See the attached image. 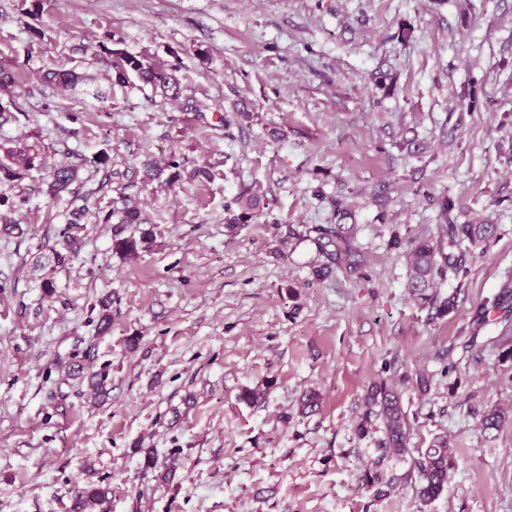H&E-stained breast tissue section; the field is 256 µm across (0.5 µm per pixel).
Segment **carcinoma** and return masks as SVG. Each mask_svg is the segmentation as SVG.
I'll list each match as a JSON object with an SVG mask.
<instances>
[{
  "label": "carcinoma",
  "mask_w": 512,
  "mask_h": 512,
  "mask_svg": "<svg viewBox=\"0 0 512 512\" xmlns=\"http://www.w3.org/2000/svg\"><path fill=\"white\" fill-rule=\"evenodd\" d=\"M101 49L116 56L112 67V80L124 83L129 73L134 72L146 84L158 87L171 97L178 98L182 88L174 72L179 64L151 63L120 50L106 46ZM46 84H58L73 93L83 92L92 77L74 70L48 71L40 77ZM45 164L44 156L32 147H6L0 144V175L17 180L26 172ZM79 166L65 165L51 168L49 194L56 196L78 180ZM238 213L229 218V223L247 224L252 219L257 201L243 195L235 199ZM437 239L417 236L409 242L406 257L409 263L408 289L413 300L422 308L434 312L435 317L443 318L455 305V297L443 296L439 285L445 280L457 277L464 271L470 257V248L497 236L495 224H456L448 218V207H443ZM316 241L325 250L332 262H338L352 253L351 242L356 233L354 224H322L313 228ZM148 234L140 239L123 237L115 233L112 238V251L124 257L134 258L139 250L149 245ZM492 308L509 316L512 311V287L504 286L492 304ZM380 421L384 438L381 447L384 452L403 457L410 453V429L398 390L384 383L372 386L367 395L366 413L357 426L356 432L362 436L367 431L370 418ZM509 421V415L499 408L486 410L480 418L481 432L486 435L499 432ZM413 469L419 475L416 496L422 503L437 499L448 486V473L453 465V451L445 436H437L426 449H418V456L412 459ZM107 496V489L90 484L73 499L69 512H89L92 506L101 503Z\"/></svg>",
  "instance_id": "1"
}]
</instances>
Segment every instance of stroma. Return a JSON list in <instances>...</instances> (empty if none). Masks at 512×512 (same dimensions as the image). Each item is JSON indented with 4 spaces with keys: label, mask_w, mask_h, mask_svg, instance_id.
<instances>
[{
    "label": "stroma",
    "mask_w": 512,
    "mask_h": 512,
    "mask_svg": "<svg viewBox=\"0 0 512 512\" xmlns=\"http://www.w3.org/2000/svg\"><path fill=\"white\" fill-rule=\"evenodd\" d=\"M102 44L179 63L182 96L134 74L110 85ZM0 66L16 72L0 143L48 161L0 177L18 204L0 230V512H69L91 481L109 491L95 512H512V422L479 429L490 407L512 413L505 322L472 324L512 281V0H41L35 15L0 0ZM47 68L109 96L46 86ZM173 156L208 178H146ZM61 162L80 179L55 199ZM245 192L261 211L228 228ZM128 203L145 224L102 223ZM341 211L355 254L334 265L313 228ZM443 211L498 234L444 283L456 305L436 318L411 299L403 252ZM117 230L152 242L124 259ZM64 248L45 296L35 265ZM73 361L108 371L104 405ZM382 381L402 390L410 448L442 434L454 450L432 502L410 457L382 455L380 423L356 433ZM256 386L261 403L240 401ZM373 464L396 482L367 484Z\"/></svg>",
    "instance_id": "35a3bbf8"
}]
</instances>
